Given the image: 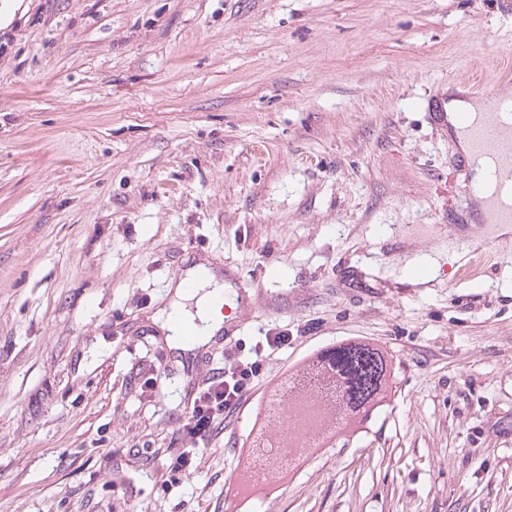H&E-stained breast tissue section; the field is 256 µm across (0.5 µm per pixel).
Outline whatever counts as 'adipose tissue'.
<instances>
[{"label": "adipose tissue", "mask_w": 512, "mask_h": 512, "mask_svg": "<svg viewBox=\"0 0 512 512\" xmlns=\"http://www.w3.org/2000/svg\"><path fill=\"white\" fill-rule=\"evenodd\" d=\"M224 279L210 262H195L174 286L175 302L160 309L154 322L169 338L182 342L185 327H193L199 335L213 336L222 326L224 315Z\"/></svg>", "instance_id": "1"}]
</instances>
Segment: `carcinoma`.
I'll return each instance as SVG.
<instances>
[{"label":"carcinoma","mask_w":512,"mask_h":512,"mask_svg":"<svg viewBox=\"0 0 512 512\" xmlns=\"http://www.w3.org/2000/svg\"><path fill=\"white\" fill-rule=\"evenodd\" d=\"M391 364L377 348L362 342L342 343L328 348L305 362L274 390L267 413L276 418V403L289 398L306 403L316 429L306 437L305 446L315 448L321 439L348 424L353 418L368 416L384 399L390 384ZM285 440L260 436L258 457H287Z\"/></svg>","instance_id":"cac0c4a2"}]
</instances>
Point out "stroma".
<instances>
[{
  "instance_id": "obj_1",
  "label": "stroma",
  "mask_w": 512,
  "mask_h": 512,
  "mask_svg": "<svg viewBox=\"0 0 512 512\" xmlns=\"http://www.w3.org/2000/svg\"><path fill=\"white\" fill-rule=\"evenodd\" d=\"M512 62V0H0V512H512V254L397 285L487 229L425 107ZM229 267L239 356L288 332L171 484L220 344L153 323ZM386 398L273 478L271 391L346 341ZM443 263L440 254L436 256L413 254L407 258L400 269V275L396 279L413 285H427L440 275ZM418 267L428 269L431 272L430 276L425 278L416 277L414 272ZM285 431H282V434L277 438L276 440H271L265 438V436L261 435L257 440L255 441V448H257V455L260 458H263L265 455L267 456L266 460L273 459L272 456L278 455L277 459H282L285 457H290L291 452L288 451V455L286 451H283L280 448H290L289 446H286L285 440L283 438ZM276 459V460H277Z\"/></svg>"
}]
</instances>
